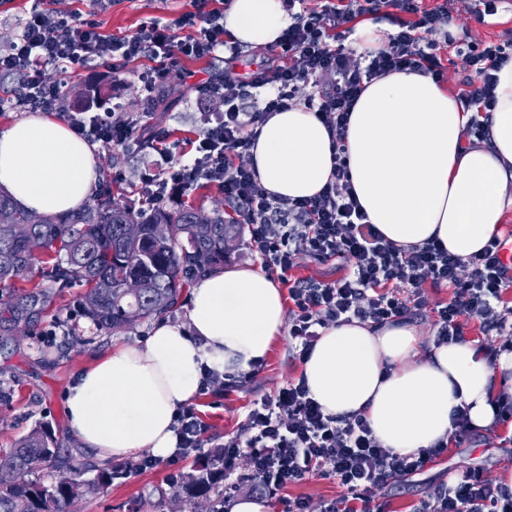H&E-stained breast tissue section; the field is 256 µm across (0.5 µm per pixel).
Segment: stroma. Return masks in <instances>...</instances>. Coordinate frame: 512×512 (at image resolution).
<instances>
[{
  "mask_svg": "<svg viewBox=\"0 0 512 512\" xmlns=\"http://www.w3.org/2000/svg\"><path fill=\"white\" fill-rule=\"evenodd\" d=\"M471 0H451L456 24L466 25L470 41H512V7L501 5L497 15L485 21L471 13ZM187 8L186 0H113L96 19L102 32L125 35L140 23L155 18L164 23L175 20ZM218 60L185 63V76L173 81L166 94L169 111L154 113L153 125L168 130L169 144L183 143L198 132L203 113L214 111L215 103L199 98L196 86L223 69ZM144 65L131 63L121 76H113L105 67H91L72 73L77 89L101 84L110 89V103L122 104L126 112H140L145 93L138 79ZM103 176L111 181L118 200L141 208L140 176L152 165V150L124 151L101 149L97 152ZM83 287L50 286L22 317H15L6 305L12 290L0 287V386L10 388L9 403L0 404V449L11 448L34 430L50 426L59 440L62 461L79 465L92 460L91 449L81 447L72 435L65 414V393L82 369L106 353L116 342L145 340L155 326L154 320L138 322L132 328L105 334L81 315L78 305ZM302 365L292 357L287 332H280L264 360L263 369L248 382L199 396L194 405L208 426L206 452L222 447L227 437L236 434L247 409L263 396L273 394L290 379L299 377ZM512 434V422L498 425L495 434L479 431L458 447H449L441 457L428 463L423 471L390 487L384 500L385 512H413L419 500L434 487L451 482L462 471L485 468L494 476L512 470V447L498 445L499 437ZM192 461L178 466L163 464L154 469L131 472L114 480L106 492L75 500L66 512H190L189 502L177 499L169 481L172 469L190 470ZM341 493L335 480L318 474L288 486L269 496L271 512H287L289 501L305 500L317 505Z\"/></svg>",
  "mask_w": 512,
  "mask_h": 512,
  "instance_id": "1",
  "label": "stroma"
}]
</instances>
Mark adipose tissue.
<instances>
[{
  "mask_svg": "<svg viewBox=\"0 0 512 512\" xmlns=\"http://www.w3.org/2000/svg\"><path fill=\"white\" fill-rule=\"evenodd\" d=\"M284 0H231L232 41L272 46L290 24ZM489 140L467 138L469 113L428 74L392 72L367 83L346 135L349 180L369 223L397 247L439 240L461 258L480 252L512 213V59L496 72ZM250 162L273 196L302 199L329 182L333 148L314 110L296 104L257 129ZM100 181L94 146L55 115L0 125V191L36 214L83 207ZM281 288L249 267L212 269L190 289L185 322L158 323L144 342L116 343L68 387L65 411L99 461L145 451L169 457L179 409L193 402L203 369L249 370L285 321ZM327 415L363 416L386 448L418 454L448 442L454 414L473 426L497 420L512 395V351L475 341L425 345L407 321L352 320L321 329L302 365Z\"/></svg>",
  "mask_w": 512,
  "mask_h": 512,
  "instance_id": "obj_1",
  "label": "adipose tissue"
}]
</instances>
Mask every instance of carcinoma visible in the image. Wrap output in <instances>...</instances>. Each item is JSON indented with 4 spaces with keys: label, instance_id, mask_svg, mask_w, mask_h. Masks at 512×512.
<instances>
[{
    "label": "carcinoma",
    "instance_id": "cac0c4a2",
    "mask_svg": "<svg viewBox=\"0 0 512 512\" xmlns=\"http://www.w3.org/2000/svg\"><path fill=\"white\" fill-rule=\"evenodd\" d=\"M31 213L0 194V283L30 287L35 300L41 285L30 276L35 262L51 265L46 277L60 288L85 286L84 315L99 330L120 332L139 321L159 317L175 305L184 274L224 263L243 231L224 219V211L201 208L135 211L104 187L94 203L77 212L42 215L30 224L28 237L13 234L16 224H29ZM137 224L129 237L125 226ZM141 284L139 293L125 283ZM58 439L40 428L10 451L0 454V512H65L79 497L94 496L110 487L119 470L90 467L94 478L82 480L83 468L58 469L48 483L29 481L25 474L54 466ZM224 451L195 463L174 485L175 496L194 505V512H224Z\"/></svg>",
    "mask_w": 512,
    "mask_h": 512
}]
</instances>
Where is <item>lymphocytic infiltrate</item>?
<instances>
[{
	"mask_svg": "<svg viewBox=\"0 0 512 512\" xmlns=\"http://www.w3.org/2000/svg\"><path fill=\"white\" fill-rule=\"evenodd\" d=\"M288 4L291 22L274 58L249 76L228 66L223 75L198 84L199 95L220 107L205 115L187 162L167 147V133L151 124L153 106L135 115L119 105L107 112L66 111L72 89L67 73L102 66L119 75L143 61L147 68L139 79L152 94L163 91L183 61L221 52L237 59L244 47L224 39V0H190L173 24L152 18L124 37L101 32L96 20L82 13L33 0L20 34L0 50V74L17 79L12 105L64 113L76 134L108 150H156L154 167L141 176L147 204L177 201L203 182L217 186L225 206L247 230L262 268L288 289V335L296 359L309 357L320 328L354 319L384 324L430 305L437 313L436 344L463 340L465 321L475 319L484 335L498 337L500 349L511 351L512 311L503 301L512 287L506 240L493 238L466 259L434 241L397 247L368 223L349 183L345 138L352 106L368 82L390 72L442 76L439 49L430 35L448 25L447 0L428 7L420 0H323L317 9L305 0ZM364 15L389 19L396 30L381 49L357 57L343 40L352 22ZM445 41L466 73L459 103L466 110L490 111L494 72L512 53L501 44L469 42L464 32L446 34ZM303 93L316 105L336 148L332 178L315 197L277 198L259 181L250 151L265 117ZM303 253L320 261L342 260L347 272L331 282L292 277ZM441 286L451 290L447 301L430 304L427 288ZM176 432V459L200 457L207 428L196 407H183ZM447 446L417 455L384 448L361 416L323 414L304 378H294L255 401L238 434L225 441L224 492H236L237 462L244 458L254 492L277 491L317 473L343 490L341 497L323 500L319 512H382L378 495L419 474ZM415 512H512V485L485 469H469L452 484L434 488Z\"/></svg>",
	"mask_w": 512,
	"mask_h": 512,
	"instance_id": "lymphocytic-infiltrate-1",
	"label": "lymphocytic infiltrate"
}]
</instances>
